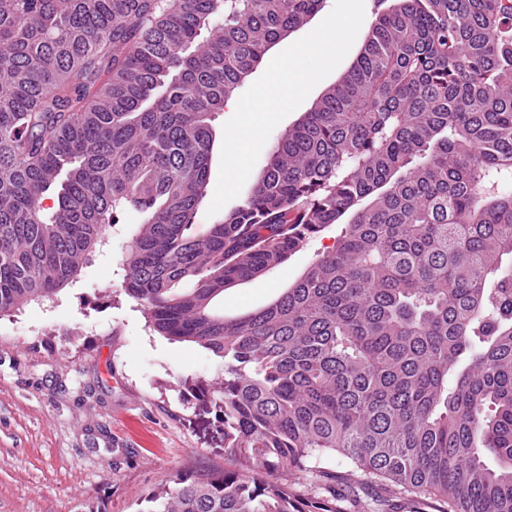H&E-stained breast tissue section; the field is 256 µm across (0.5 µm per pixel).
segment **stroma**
Listing matches in <instances>:
<instances>
[{"instance_id":"obj_1","label":"stroma","mask_w":512,"mask_h":512,"mask_svg":"<svg viewBox=\"0 0 512 512\" xmlns=\"http://www.w3.org/2000/svg\"><path fill=\"white\" fill-rule=\"evenodd\" d=\"M136 231L120 216L54 300L0 315V512H146L179 470L225 465L223 423L187 392L217 380L220 361L154 332L121 293ZM341 232L225 290V316L268 304Z\"/></svg>"}]
</instances>
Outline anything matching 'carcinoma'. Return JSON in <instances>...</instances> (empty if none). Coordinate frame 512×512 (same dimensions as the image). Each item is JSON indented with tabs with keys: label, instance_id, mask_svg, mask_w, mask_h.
<instances>
[{
	"label": "carcinoma",
	"instance_id": "1",
	"mask_svg": "<svg viewBox=\"0 0 512 512\" xmlns=\"http://www.w3.org/2000/svg\"><path fill=\"white\" fill-rule=\"evenodd\" d=\"M322 2L0 0V315L54 299L131 212L123 290L221 359L188 389L245 465L186 469L147 512H338L336 455L391 489L364 512H512V0H378L242 202L192 232L212 117ZM340 223L270 303L214 309ZM288 489L301 499H314L316 489L308 473L288 471Z\"/></svg>",
	"mask_w": 512,
	"mask_h": 512
}]
</instances>
